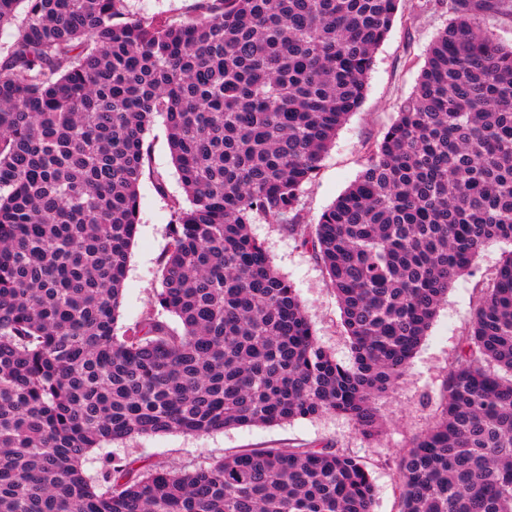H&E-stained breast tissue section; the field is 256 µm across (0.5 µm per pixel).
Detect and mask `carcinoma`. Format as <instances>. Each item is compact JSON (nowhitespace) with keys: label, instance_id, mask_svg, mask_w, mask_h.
I'll return each mask as SVG.
<instances>
[{"label":"carcinoma","instance_id":"carcinoma-1","mask_svg":"<svg viewBox=\"0 0 512 512\" xmlns=\"http://www.w3.org/2000/svg\"><path fill=\"white\" fill-rule=\"evenodd\" d=\"M400 0H0V512H373L338 448H249L193 471L82 462L139 435L334 413L374 439L453 282L512 242V46L451 22L363 169L316 224L300 198L365 96ZM164 119L173 202L156 302L115 336L146 134ZM286 224L324 267L350 339L316 341L250 224ZM400 512H512V253L482 293L438 417L400 454ZM133 12L142 18L157 15H177L191 18L197 15V0H131Z\"/></svg>","mask_w":512,"mask_h":512}]
</instances>
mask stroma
I'll return each mask as SVG.
<instances>
[{
    "label": "stroma",
    "mask_w": 512,
    "mask_h": 512,
    "mask_svg": "<svg viewBox=\"0 0 512 512\" xmlns=\"http://www.w3.org/2000/svg\"><path fill=\"white\" fill-rule=\"evenodd\" d=\"M449 21L441 0H405L399 8L387 38L374 53L361 106L339 128L316 177L304 188L300 205L303 223H317L323 211L357 178L367 145L380 140L396 119L401 103L414 89L429 45ZM146 142L152 172L139 185V224L115 329L119 335L146 313L163 320L168 317L156 302L161 289L160 261L169 247V229L174 220L172 203L186 199L163 120L155 121ZM158 175L164 179L160 188L154 181ZM250 231L263 242L278 273L293 284L317 342L338 363L350 364V343L342 325L341 309L320 262L301 246L287 225L259 221L251 225ZM511 251V242L490 244L475 259L471 274L453 283L410 367L395 388L376 401L385 424L378 438L364 439L351 420L336 414L203 435H144L105 443L89 451L83 462L86 474L96 476L107 459L132 461L139 467L194 470L244 448L328 446L356 455L367 465L376 489L373 512H399L397 458L413 436L433 425L444 379L456 360L480 290L490 284L502 259Z\"/></svg>",
    "instance_id": "1"
}]
</instances>
